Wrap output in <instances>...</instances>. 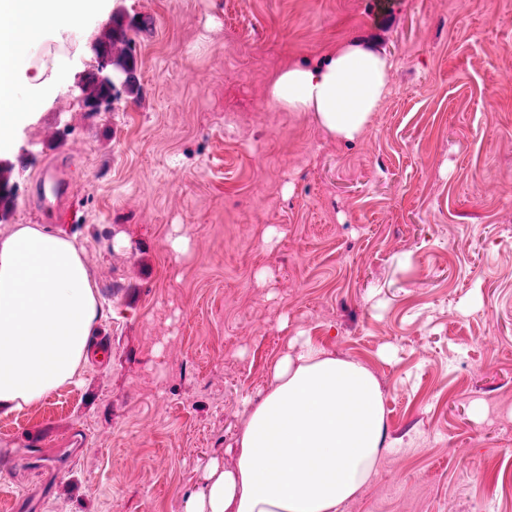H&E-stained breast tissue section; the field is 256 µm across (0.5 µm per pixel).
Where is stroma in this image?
Returning a JSON list of instances; mask_svg holds the SVG:
<instances>
[{
	"instance_id": "35a3bbf8",
	"label": "stroma",
	"mask_w": 512,
	"mask_h": 512,
	"mask_svg": "<svg viewBox=\"0 0 512 512\" xmlns=\"http://www.w3.org/2000/svg\"><path fill=\"white\" fill-rule=\"evenodd\" d=\"M118 25L137 83L91 112ZM345 43L394 62L353 142L268 99ZM48 53L0 231L83 242L111 349L0 415V512H182L300 332L383 387L395 446L342 512H512V0H110Z\"/></svg>"
}]
</instances>
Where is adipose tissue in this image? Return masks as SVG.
<instances>
[{
    "mask_svg": "<svg viewBox=\"0 0 512 512\" xmlns=\"http://www.w3.org/2000/svg\"><path fill=\"white\" fill-rule=\"evenodd\" d=\"M107 0H0L17 17L12 51L0 57V146L18 127L19 94L42 104L58 57L33 61L43 39L65 44ZM392 59L383 48L347 44L323 60L294 63L269 89L271 105L313 113L330 136L353 141L390 93ZM76 239L39 224L0 237V414L44 401L72 383L88 361L102 314L99 289ZM237 461L211 463L184 512H341L378 473L389 446L381 385L362 363L312 337L271 368L259 398L244 401Z\"/></svg>",
    "mask_w": 512,
    "mask_h": 512,
    "instance_id": "1",
    "label": "adipose tissue"
}]
</instances>
